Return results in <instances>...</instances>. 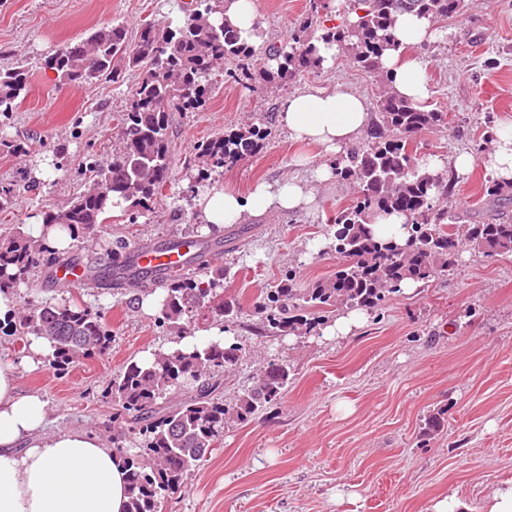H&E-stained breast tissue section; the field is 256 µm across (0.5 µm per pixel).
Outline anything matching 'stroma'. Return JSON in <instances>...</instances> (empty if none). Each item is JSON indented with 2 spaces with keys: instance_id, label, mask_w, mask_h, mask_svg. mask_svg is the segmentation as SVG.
Listing matches in <instances>:
<instances>
[{
  "instance_id": "obj_1",
  "label": "stroma",
  "mask_w": 512,
  "mask_h": 512,
  "mask_svg": "<svg viewBox=\"0 0 512 512\" xmlns=\"http://www.w3.org/2000/svg\"><path fill=\"white\" fill-rule=\"evenodd\" d=\"M185 0H0V68L29 73V95L0 137L24 141L17 156L0 155V187H14L15 203L0 213V230L31 232L45 212L88 189L83 169L90 155H112L117 118L138 73L119 81L60 83L46 60L91 31L122 24L135 35L143 22H174ZM308 0H256L261 45L287 44ZM422 60L433 94L429 108L444 112L437 128L415 137L418 155L472 154L467 176L444 170L453 203L487 217L484 193L492 173L483 157L492 148L486 123L512 122V0H465L448 19L443 38L407 49ZM207 107L178 112L171 130L170 179L151 211L130 219L117 208L109 223L72 241L70 255L106 263L117 240L128 244L172 234L206 235L195 199L201 189L248 195L261 182L304 181L313 203L298 211L245 216L217 230L228 240L224 295L242 314L231 324L246 355L224 378V398L234 401L254 385L270 362L288 361L293 378L280 404L244 424L224 429L219 448L167 497L163 512H433L455 498L466 512H488L494 492L512 483V256H489L460 243L454 266L414 293L396 292L343 339L321 331L297 337H264L257 311L267 288L294 272L305 288L336 269L328 218L351 204L352 185L322 182L297 168L300 155L332 164L333 156L289 139L279 121L283 99L311 88H347L378 112L379 79L347 56L330 68L303 72L275 86L236 82L216 70ZM270 128L262 149L200 180L196 142L245 125ZM46 178H39L41 169ZM324 242L312 253V241ZM44 270L16 288L18 312L44 302H77L105 309L112 331L108 354L72 365L62 375L45 365L21 363L23 344L0 334V358L18 361L21 391L48 404V432L80 429L111 443L112 403L104 391L127 361L172 341L154 317L127 306L126 295L103 288H56ZM442 426L427 436L429 416Z\"/></svg>"
}]
</instances>
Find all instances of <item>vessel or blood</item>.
<instances>
[{"instance_id":"1","label":"vessel or blood","mask_w":512,"mask_h":512,"mask_svg":"<svg viewBox=\"0 0 512 512\" xmlns=\"http://www.w3.org/2000/svg\"><path fill=\"white\" fill-rule=\"evenodd\" d=\"M124 255L126 268L122 277L114 278L118 288H140L143 285H162L167 277L196 267L199 262L220 263L224 258V246L217 240L194 241L181 235L129 246ZM55 285L68 288H84L101 283L92 265L79 261L58 265L52 274Z\"/></svg>"}]
</instances>
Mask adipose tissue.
<instances>
[{
	"mask_svg": "<svg viewBox=\"0 0 512 512\" xmlns=\"http://www.w3.org/2000/svg\"><path fill=\"white\" fill-rule=\"evenodd\" d=\"M384 66L398 94L416 105L429 100L423 62L391 52ZM279 120L290 139L334 154L358 140L371 114L356 92L312 89L284 99ZM313 200L301 181L288 179L258 184L245 197L207 190L196 207L204 224L219 226L240 223L248 212L295 211ZM46 413L40 395L20 391L16 363L0 359V512H127L123 459L91 433L45 435Z\"/></svg>",
	"mask_w": 512,
	"mask_h": 512,
	"instance_id": "obj_1",
	"label": "adipose tissue"
}]
</instances>
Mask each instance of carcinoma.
<instances>
[{
	"label": "carcinoma",
	"instance_id": "carcinoma-1",
	"mask_svg": "<svg viewBox=\"0 0 512 512\" xmlns=\"http://www.w3.org/2000/svg\"><path fill=\"white\" fill-rule=\"evenodd\" d=\"M347 14L357 20L336 28L317 23L320 0H309L308 13L286 46L264 51L274 63H263L255 43L243 37L226 18L216 25L223 0H199L175 25H142L134 43L123 26L92 32L62 48L46 61L64 82L117 80L118 57L141 69L136 87L118 118L112 161L93 164L94 187L75 196L65 207L44 214L42 223L76 239L112 218L113 207L147 211L169 181V130L173 113L198 111L206 104L215 65H230L225 76L234 80L259 76L275 84L320 67L317 43H335L348 51L357 66L379 77L383 88L380 112L366 131L364 142L352 146L332 164L336 178L353 185L357 196L334 218L336 254L345 259L328 279L309 288L291 286L288 275L269 288L258 310L264 313L260 334L306 335L316 329L315 314L337 308L374 311L402 282L424 284L454 265L460 241L490 255L512 254V217L489 218L479 224L453 210L448 179L434 174L416 158L410 136L439 125L443 113L417 106L391 91L392 77L381 66L389 49H400L393 29L396 15L411 12L433 22H445L463 8V0H347ZM28 93L26 75L0 69V115L16 111ZM260 127L229 135L215 134L196 143L194 156L210 170L222 169L253 154L266 139ZM380 212H397L408 219L409 236L398 245L377 237L372 228ZM60 261L59 253L20 231L0 234V290L29 282L36 268ZM222 326L238 316L234 300L224 298V270L205 267L199 274L176 275L163 288L161 327H174L202 309ZM22 340L44 337L53 344L49 368L64 371L80 361L107 354L112 331L100 310L77 303H46L22 319L0 328ZM245 354L238 342L217 341L190 350L160 348L153 362L128 361L105 389L115 405L112 448L130 472L127 512H161L165 493L181 486L189 472L213 453L224 427L244 423L278 404L290 381L288 362H271L255 384L235 402H224L223 376ZM184 392L172 403L167 395ZM137 439L138 447L127 445Z\"/></svg>",
	"mask_w": 512,
	"mask_h": 512
}]
</instances>
